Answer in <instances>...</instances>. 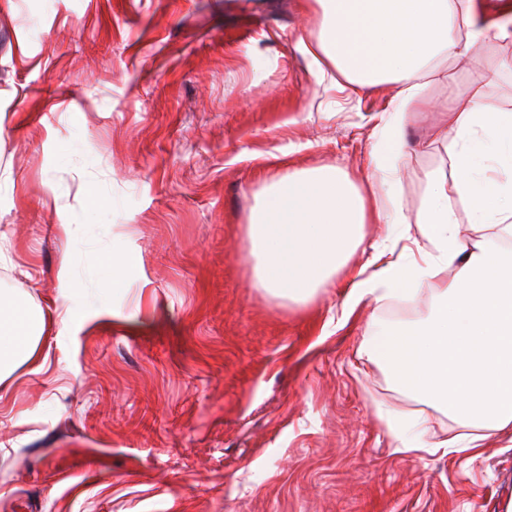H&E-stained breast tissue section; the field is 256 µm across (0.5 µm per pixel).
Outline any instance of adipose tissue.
Instances as JSON below:
<instances>
[{
    "label": "adipose tissue",
    "mask_w": 512,
    "mask_h": 512,
    "mask_svg": "<svg viewBox=\"0 0 512 512\" xmlns=\"http://www.w3.org/2000/svg\"><path fill=\"white\" fill-rule=\"evenodd\" d=\"M318 19L310 55L320 78L336 72L349 91L392 85L371 153L373 182L390 187L408 142L409 119L422 111L426 81L446 77L441 63L466 59L480 41L512 40V0L487 18L477 0H308ZM452 128L439 136L453 160L450 173H427L415 217L383 210L335 166L270 178L247 226L258 287L301 303L346 271L342 318L363 301H413L428 291L434 305L422 319L375 325L365 345L392 381L442 409L462 435L429 451L474 452L491 434L512 430V252L470 245L455 217L473 207L474 223L494 237H512V112L498 110L487 85L454 99ZM369 224H394L398 238L422 226L425 242L397 253L378 241L364 265L349 262ZM41 316L18 297L0 295V385L22 366L40 371Z\"/></svg>",
    "instance_id": "obj_1"
}]
</instances>
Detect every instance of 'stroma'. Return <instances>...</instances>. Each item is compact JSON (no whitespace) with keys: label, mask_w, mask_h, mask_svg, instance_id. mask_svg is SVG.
<instances>
[{"label":"stroma","mask_w":512,"mask_h":512,"mask_svg":"<svg viewBox=\"0 0 512 512\" xmlns=\"http://www.w3.org/2000/svg\"><path fill=\"white\" fill-rule=\"evenodd\" d=\"M317 23L305 0H0V290L46 324L43 369L20 368L0 401V512L512 503V434L474 457L398 451L383 412L422 415L432 441L461 429L364 354L390 306L342 324L344 274L304 304L254 284L246 227L266 180L335 165L364 183L393 95L328 89L300 47ZM484 77L512 110L511 41L425 87L406 214L450 169L449 96Z\"/></svg>","instance_id":"obj_1"}]
</instances>
